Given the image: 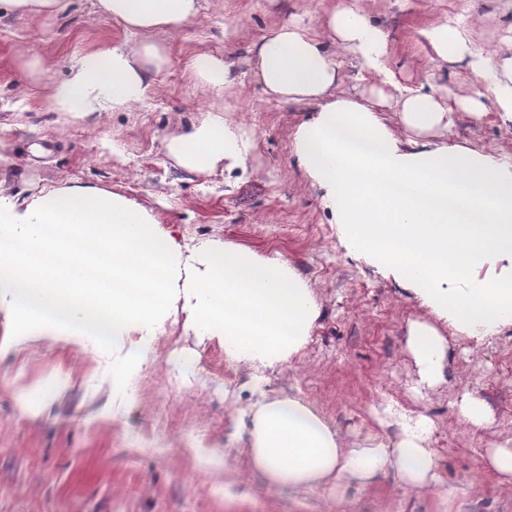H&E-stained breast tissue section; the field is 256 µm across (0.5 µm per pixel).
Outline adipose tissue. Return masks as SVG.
<instances>
[{"mask_svg":"<svg viewBox=\"0 0 512 512\" xmlns=\"http://www.w3.org/2000/svg\"><path fill=\"white\" fill-rule=\"evenodd\" d=\"M96 4L136 40L76 60L68 78L50 88L49 111L85 118L142 102L151 75L169 62L155 33L182 31L201 0ZM330 27L365 73L396 83L383 62L387 38L381 28L343 5L332 12ZM423 36L439 59L468 60L491 100L445 86L406 90L397 102L402 139L382 113L331 97L336 63L302 23L263 40L256 77L267 94L283 101L318 102L295 134L298 161L349 242L409 282L434 316V323H413L409 332L419 379L433 385L442 378L446 355L440 324L486 336L512 321V164L442 140L456 111L479 118L491 105L512 120V79L498 77L465 29L441 24ZM186 71L216 96L230 77L223 56L209 52L192 57ZM251 145L242 125L212 111L166 149L179 166L202 173L224 162L236 165ZM0 224L8 228L0 236V298L9 299L17 331L50 327L60 336L101 340L152 336L177 297L194 324L223 337L225 356L255 372L247 453L268 486L318 491L391 470L413 489L447 500L436 451L421 426L403 424L391 447L374 438L365 447L346 448L308 402L265 391L264 371L299 354L320 316L288 259L222 243L182 246L127 197L81 184L31 198L0 191ZM494 266L496 277L478 279L480 269Z\"/></svg>","mask_w":512,"mask_h":512,"instance_id":"ef3b65f1","label":"adipose tissue"}]
</instances>
